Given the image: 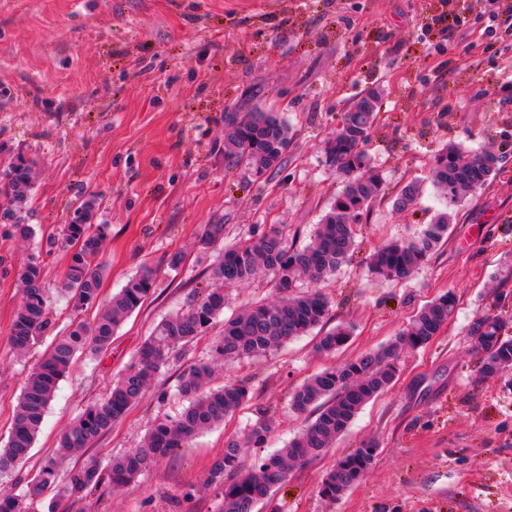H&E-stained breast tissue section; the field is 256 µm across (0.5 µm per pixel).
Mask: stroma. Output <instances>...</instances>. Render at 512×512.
Returning <instances> with one entry per match:
<instances>
[{"label": "stroma", "mask_w": 512, "mask_h": 512, "mask_svg": "<svg viewBox=\"0 0 512 512\" xmlns=\"http://www.w3.org/2000/svg\"><path fill=\"white\" fill-rule=\"evenodd\" d=\"M381 94L367 143L385 190L356 227L358 248L321 285L328 326L350 325L346 347L316 355L304 336L255 359L217 368L214 385H246L251 399L224 426L155 461L126 487L109 486L80 512H216L217 490L201 491L224 440L260 412L273 415L271 448L309 421L289 411L310 375L377 348L429 301L450 291L455 312L426 347L407 352L389 391L368 403L335 447L298 466L259 512H512V371L480 372L466 339L485 312L512 323V0H0V167L33 158L21 241L0 223V256L12 266L38 254L48 232L69 223L88 193L108 225L100 297L108 302L141 267L153 294L117 330L110 350L80 360L59 384L29 459L0 474L22 493L68 424L124 373L154 325L206 288L224 243L253 228H288L307 243L341 185L323 141L357 96ZM263 109L290 127L285 161L258 177L228 168L224 115ZM489 150L500 171L454 213L448 237L411 279L378 282L365 258L415 233L440 208L432 155L446 143ZM420 182L414 211L392 196ZM224 242L200 250L204 225ZM185 255L171 268L168 257ZM22 298L0 276V447L45 344L16 356L8 331ZM181 369L171 366L89 453L101 459L140 447L149 427L175 415ZM166 390V404L156 399ZM367 439L379 444L365 477L338 500L319 488L334 461Z\"/></svg>", "instance_id": "obj_1"}]
</instances>
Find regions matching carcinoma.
<instances>
[{"label": "carcinoma", "instance_id": "cac0c4a2", "mask_svg": "<svg viewBox=\"0 0 512 512\" xmlns=\"http://www.w3.org/2000/svg\"><path fill=\"white\" fill-rule=\"evenodd\" d=\"M353 107L357 111L343 113L340 128L324 145L326 161L342 189L311 241L299 247L288 241L283 229L270 228L224 246L222 259L209 269L212 285L155 325L106 396L88 406L65 431L54 455L43 461L36 484L23 495L0 494V512H36L34 503L38 501L44 503L45 512H69L106 479L115 486L133 482L152 462L223 424L226 417L248 402L249 390L243 385L227 382L216 388L209 386L216 365L260 357L322 326L329 310L327 298L318 289L303 291L301 286L336 274L355 249L354 226L383 191L382 179L365 150L380 110L378 91L366 92ZM287 149L288 125L275 113H224V158L228 166L243 163L262 176L281 166ZM34 164L19 152L0 170V221L10 225L11 236L18 240L36 234L33 225L20 214L21 204L32 195ZM498 164V157L487 151L475 152L455 144L440 149L431 161V170L443 208L414 235L375 250L367 261L369 272L384 280H403L416 272L447 236L454 209L494 178ZM421 192L420 185L405 184L392 199L393 210H414ZM96 205V196L88 195L70 223L46 236L45 254L56 250L70 254L59 293L75 312L94 305L104 283L101 257L108 225L82 221V213L96 211ZM223 240L224 225H204L202 249ZM47 274L44 259L38 257L14 272L22 288V300L8 336L11 347L20 354L53 329ZM260 274L271 276L275 297L224 317V289L247 283ZM154 287L153 271L143 267L112 294L94 320L74 323L66 335L54 337L50 350L25 382L7 444L0 448L1 474L14 470L29 457L59 382L70 372L77 356L106 352L119 326L149 298ZM456 304L455 294L444 292L421 308L386 344L304 380L294 390L289 409L297 414L313 410L315 416L283 447L246 462L248 449L266 447L274 433L276 421L264 412L250 424L244 437L226 438L224 450L212 460L203 484L205 491L213 486L221 489L217 512H254L258 503L270 501L286 483L294 465L332 447L363 407L393 385L401 354L427 346L448 323ZM219 319L222 329L212 339L211 357L187 364L179 376L177 393L183 407L176 416L166 415L155 421L142 447L114 456L105 464L90 456L59 477L60 459L81 453L110 431L162 370L185 358L190 346ZM350 337L349 327L339 325L315 337L313 350L318 355L333 354ZM467 337L481 356L483 376L512 368V334L504 330L499 317H475L468 325ZM378 448L376 441L368 440L338 458L322 480V496L336 500L360 482L372 467Z\"/></svg>", "mask_w": 512, "mask_h": 512}]
</instances>
